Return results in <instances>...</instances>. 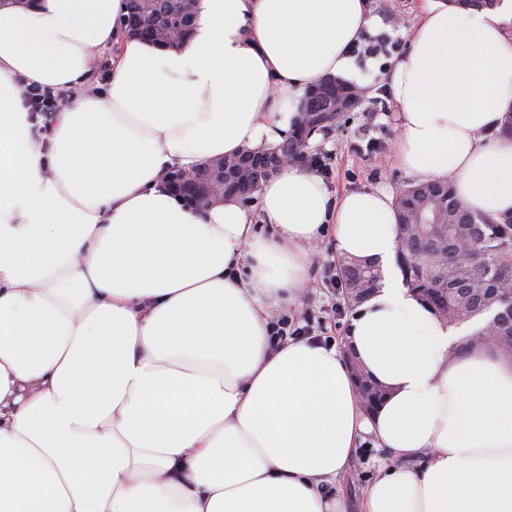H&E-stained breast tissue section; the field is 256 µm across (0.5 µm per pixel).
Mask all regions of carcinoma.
<instances>
[{"label":"carcinoma","mask_w":512,"mask_h":512,"mask_svg":"<svg viewBox=\"0 0 512 512\" xmlns=\"http://www.w3.org/2000/svg\"><path fill=\"white\" fill-rule=\"evenodd\" d=\"M499 0H448L460 9L490 10ZM180 0H161L158 20L167 28L191 33L184 22ZM336 98H345L362 89L352 83L326 77ZM300 112L308 133L325 132L337 121L335 106L304 97ZM304 140L294 136L267 149L254 150L263 156L277 151L290 159L303 157ZM398 242L397 265L406 285L453 324L463 313L494 312L492 338L469 337L457 349L465 354L474 347H489L512 358V213L497 217L470 211L457 198L451 185L429 179L411 184L395 201ZM435 258L426 260L425 254ZM340 288L345 303L354 307L382 286L378 266L355 260L338 262Z\"/></svg>","instance_id":"1"}]
</instances>
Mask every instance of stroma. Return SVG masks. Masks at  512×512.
Segmentation results:
<instances>
[{"instance_id": "1", "label": "stroma", "mask_w": 512, "mask_h": 512, "mask_svg": "<svg viewBox=\"0 0 512 512\" xmlns=\"http://www.w3.org/2000/svg\"><path fill=\"white\" fill-rule=\"evenodd\" d=\"M426 6L427 0H365L371 23L362 34L385 42L386 52L375 58L352 56L353 70L347 79L365 88L361 106L310 141L299 161L300 167L325 179L336 196L367 189L395 196L412 181L397 157L399 107L392 97L390 77L410 50ZM337 261L331 239L311 246V286L289 311L296 326L325 342L342 341L352 314L336 284ZM378 455L377 449L363 446L336 484L328 487V494L343 497L348 512H362L364 491L378 474Z\"/></svg>"}]
</instances>
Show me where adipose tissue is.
<instances>
[{"mask_svg": "<svg viewBox=\"0 0 512 512\" xmlns=\"http://www.w3.org/2000/svg\"><path fill=\"white\" fill-rule=\"evenodd\" d=\"M126 13L0 0V512H345L323 487L368 436L386 457L363 512H512V359L457 354L475 327L406 286L386 192L339 198L288 163L255 212L165 183L287 139L307 89L349 72L364 0H200L175 50ZM511 22L428 6L391 79L400 164L491 216L512 212ZM25 81L67 97L49 139ZM327 235L381 288L342 344L273 337ZM346 348L385 391L373 413ZM115 48L101 49L94 58L93 80L96 87L94 91H100L108 81L112 71V54Z\"/></svg>", "mask_w": 512, "mask_h": 512, "instance_id": "1", "label": "adipose tissue"}]
</instances>
